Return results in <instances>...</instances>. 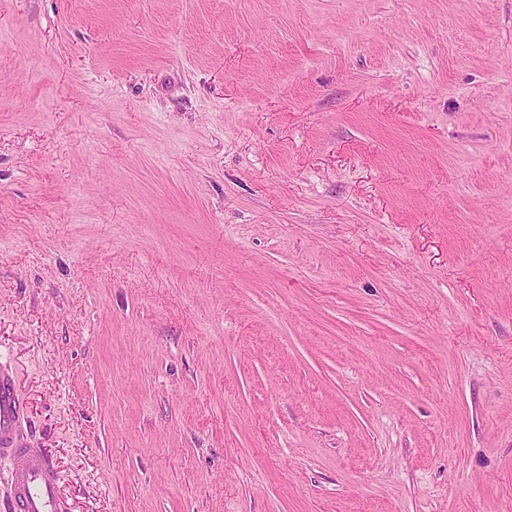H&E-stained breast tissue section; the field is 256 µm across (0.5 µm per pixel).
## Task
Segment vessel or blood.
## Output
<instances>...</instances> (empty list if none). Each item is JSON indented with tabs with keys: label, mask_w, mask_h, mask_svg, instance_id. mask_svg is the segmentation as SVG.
I'll use <instances>...</instances> for the list:
<instances>
[{
	"label": "vessel or blood",
	"mask_w": 512,
	"mask_h": 512,
	"mask_svg": "<svg viewBox=\"0 0 512 512\" xmlns=\"http://www.w3.org/2000/svg\"><path fill=\"white\" fill-rule=\"evenodd\" d=\"M26 407L12 373L0 367V460L21 459L10 473V512H64L57 493L58 474L44 454L29 446Z\"/></svg>",
	"instance_id": "1"
}]
</instances>
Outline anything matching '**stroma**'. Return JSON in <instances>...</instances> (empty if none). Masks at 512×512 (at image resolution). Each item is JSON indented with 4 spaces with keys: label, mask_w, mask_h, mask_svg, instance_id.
<instances>
[{
    "label": "stroma",
    "mask_w": 512,
    "mask_h": 512,
    "mask_svg": "<svg viewBox=\"0 0 512 512\" xmlns=\"http://www.w3.org/2000/svg\"><path fill=\"white\" fill-rule=\"evenodd\" d=\"M0 362L66 512H512V0H0Z\"/></svg>",
    "instance_id": "stroma-1"
}]
</instances>
